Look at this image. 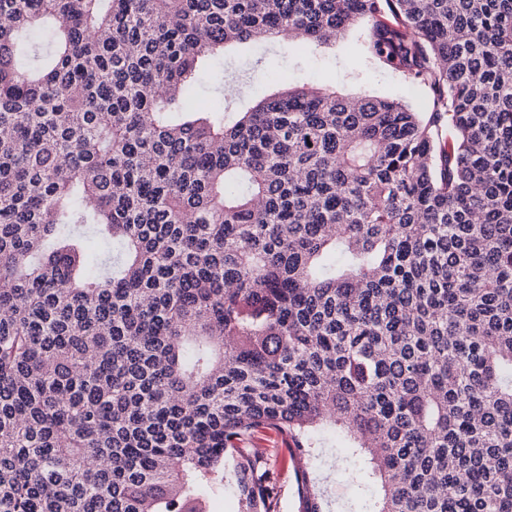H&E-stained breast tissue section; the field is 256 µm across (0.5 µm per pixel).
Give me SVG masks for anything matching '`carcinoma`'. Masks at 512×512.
I'll return each mask as SVG.
<instances>
[{
	"label": "carcinoma",
	"instance_id": "1",
	"mask_svg": "<svg viewBox=\"0 0 512 512\" xmlns=\"http://www.w3.org/2000/svg\"><path fill=\"white\" fill-rule=\"evenodd\" d=\"M390 14L394 23L379 19ZM372 19L400 99L189 100ZM512 512V0H0V512ZM257 448L267 457V467L272 473L279 495V512H296L297 487L294 463L281 437L274 432L258 435L254 441ZM322 470L329 476L327 490L333 512H364L373 487L361 477L362 463L333 439H327L321 458Z\"/></svg>",
	"mask_w": 512,
	"mask_h": 512
}]
</instances>
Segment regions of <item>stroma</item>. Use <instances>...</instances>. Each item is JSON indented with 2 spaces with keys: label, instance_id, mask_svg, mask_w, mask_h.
<instances>
[{
  "label": "stroma",
  "instance_id": "1",
  "mask_svg": "<svg viewBox=\"0 0 512 512\" xmlns=\"http://www.w3.org/2000/svg\"><path fill=\"white\" fill-rule=\"evenodd\" d=\"M368 29V22H355L332 45L306 51L294 45L230 46L225 50L224 74L237 81L240 99L246 105L271 94V80L277 77L291 84L323 83L349 97L396 96L414 111H430L432 93L428 88L407 84L393 68L369 58L365 44ZM255 444L266 455L267 467L275 479L279 512H296L297 487L288 448L272 432L259 435ZM321 466L328 476L333 512H366L373 488L361 477V461L330 439Z\"/></svg>",
  "mask_w": 512,
  "mask_h": 512
}]
</instances>
